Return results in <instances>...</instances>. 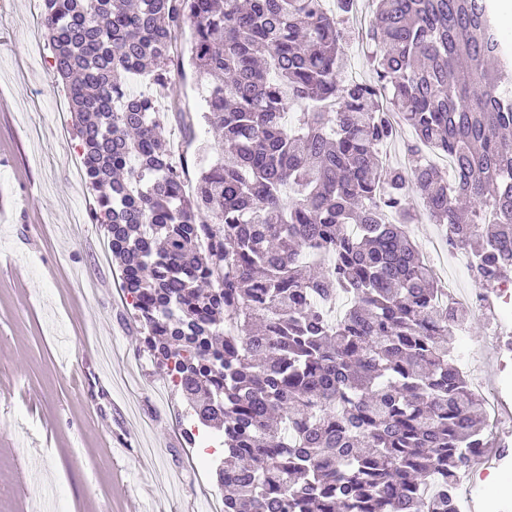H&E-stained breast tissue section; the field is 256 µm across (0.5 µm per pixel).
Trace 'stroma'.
<instances>
[{
  "mask_svg": "<svg viewBox=\"0 0 512 512\" xmlns=\"http://www.w3.org/2000/svg\"><path fill=\"white\" fill-rule=\"evenodd\" d=\"M39 14L0 0V512H209L216 458L185 443V401L120 299ZM177 93L194 129L168 111L164 133L193 173L214 137L190 80ZM481 371L504 390L494 440L512 444V351Z\"/></svg>",
  "mask_w": 512,
  "mask_h": 512,
  "instance_id": "stroma-1",
  "label": "stroma"
}]
</instances>
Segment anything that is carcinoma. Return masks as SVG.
I'll list each match as a JSON object with an SVG mask.
<instances>
[{
    "mask_svg": "<svg viewBox=\"0 0 512 512\" xmlns=\"http://www.w3.org/2000/svg\"><path fill=\"white\" fill-rule=\"evenodd\" d=\"M358 0H41L121 291L196 427L224 512H458L481 407L449 361L470 313L406 231L423 197L476 283L512 277L502 0H377L372 82L339 80ZM190 29L188 52L178 46ZM193 73L218 150L186 188L154 92ZM453 159L386 167L378 145ZM346 294L332 325L322 305Z\"/></svg>",
    "mask_w": 512,
    "mask_h": 512,
    "instance_id": "1",
    "label": "carcinoma"
}]
</instances>
